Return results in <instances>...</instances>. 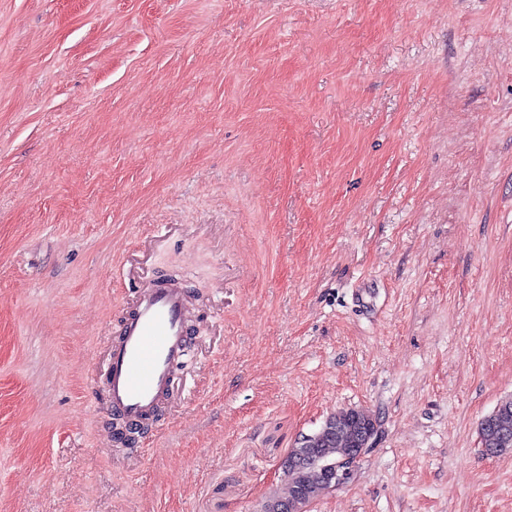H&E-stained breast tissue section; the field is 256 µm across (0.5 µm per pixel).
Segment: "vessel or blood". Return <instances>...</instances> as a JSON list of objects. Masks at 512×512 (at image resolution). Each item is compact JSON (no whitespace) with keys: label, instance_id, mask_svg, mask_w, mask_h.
Instances as JSON below:
<instances>
[{"label":"vessel or blood","instance_id":"vessel-or-blood-1","mask_svg":"<svg viewBox=\"0 0 512 512\" xmlns=\"http://www.w3.org/2000/svg\"><path fill=\"white\" fill-rule=\"evenodd\" d=\"M189 296L175 283L137 281L103 371L109 403L130 426L153 424L189 349Z\"/></svg>","mask_w":512,"mask_h":512}]
</instances>
